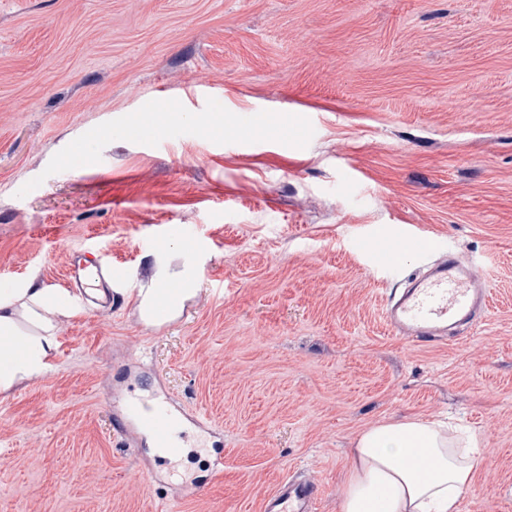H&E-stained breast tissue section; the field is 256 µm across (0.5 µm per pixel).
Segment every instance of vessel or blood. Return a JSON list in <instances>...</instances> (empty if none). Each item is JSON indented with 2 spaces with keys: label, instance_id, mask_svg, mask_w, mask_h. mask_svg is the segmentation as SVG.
Masks as SVG:
<instances>
[{
  "label": "vessel or blood",
  "instance_id": "1",
  "mask_svg": "<svg viewBox=\"0 0 512 512\" xmlns=\"http://www.w3.org/2000/svg\"><path fill=\"white\" fill-rule=\"evenodd\" d=\"M413 247L429 254L435 244L422 228L407 226L388 235L373 264L382 271H397L396 253ZM92 275L97 278L98 289L109 299L114 297L115 287L126 281L122 263L91 260L83 250H75L66 274L68 288L82 290ZM489 298L476 266L461 264L454 256L444 254L399 295L388 298L382 315L391 332L411 337L420 345H431L459 335L474 321L486 317ZM190 426L200 432V443L210 456L211 471L223 469V442L174 399L147 400L132 390L122 409L112 414L114 433L135 444L149 440L161 451L165 463L181 457L185 430ZM320 496V486L310 478H287L264 497L262 512H315Z\"/></svg>",
  "mask_w": 512,
  "mask_h": 512
}]
</instances>
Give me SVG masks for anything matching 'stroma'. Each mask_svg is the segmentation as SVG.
<instances>
[{
    "instance_id": "obj_1",
    "label": "stroma",
    "mask_w": 512,
    "mask_h": 512,
    "mask_svg": "<svg viewBox=\"0 0 512 512\" xmlns=\"http://www.w3.org/2000/svg\"><path fill=\"white\" fill-rule=\"evenodd\" d=\"M151 108L166 140L127 137ZM403 225L493 293L457 340L384 325L424 256L386 278L366 252ZM187 235L198 292L145 323L153 255L182 265ZM78 247L127 279L0 393V512H260L295 471L340 512L358 434L406 416L477 435L461 512H512V0H0V288L61 289ZM137 361L224 436L194 497L112 431Z\"/></svg>"
}]
</instances>
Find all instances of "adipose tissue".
Wrapping results in <instances>:
<instances>
[{
	"instance_id": "ef3b65f1",
	"label": "adipose tissue",
	"mask_w": 512,
	"mask_h": 512,
	"mask_svg": "<svg viewBox=\"0 0 512 512\" xmlns=\"http://www.w3.org/2000/svg\"><path fill=\"white\" fill-rule=\"evenodd\" d=\"M180 290L168 294L173 311L194 297L199 266L188 263L171 272L164 254H156L149 287L138 291L140 316H147L170 280ZM73 298L40 285L36 279L0 289V392L44 376L51 367L62 319L73 316ZM340 512H460L463 491L479 465L455 448L436 423L406 417L362 431L353 450ZM433 459L428 478H420L419 455Z\"/></svg>"
}]
</instances>
